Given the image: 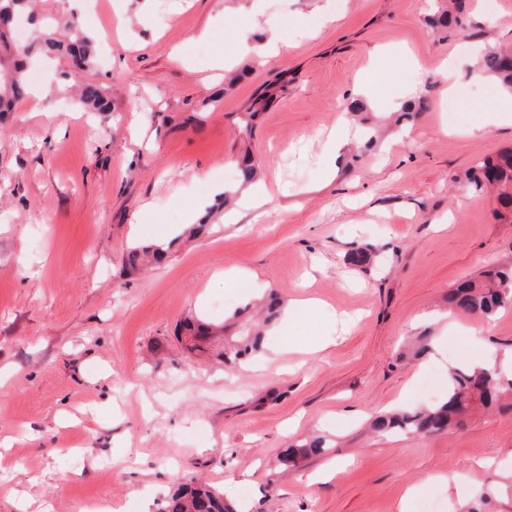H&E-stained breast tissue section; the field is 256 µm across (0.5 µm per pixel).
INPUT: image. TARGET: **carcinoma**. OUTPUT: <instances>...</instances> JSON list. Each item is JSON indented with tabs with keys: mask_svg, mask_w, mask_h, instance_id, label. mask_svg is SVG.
I'll use <instances>...</instances> for the list:
<instances>
[{
	"mask_svg": "<svg viewBox=\"0 0 512 512\" xmlns=\"http://www.w3.org/2000/svg\"><path fill=\"white\" fill-rule=\"evenodd\" d=\"M33 28L37 38L27 46L18 47L12 36L0 31V116L16 109L28 92L27 64L35 56H64L78 60L76 69L87 71L94 67L96 49L94 40L84 31L79 20L71 17H34ZM484 74L512 89V51L492 49L479 63ZM81 104L92 112L112 111V102L93 83L79 87ZM242 182L249 183L256 177V165L244 153L237 160ZM466 180L479 187H498L504 204H512V151L501 152L496 159H489L465 174ZM163 257L159 248L133 247L128 253L132 266L158 262ZM448 307L454 311L474 314L489 321L500 311L512 307V266H493L483 269L468 281L448 291ZM281 303L275 292L264 301V323L274 324L279 316ZM189 331L190 352L206 353L204 344L218 335L224 336V349L220 357L224 365L239 366L262 353L264 332L252 321V306L245 304L232 310L222 324L191 323ZM512 393V383H504L502 371L492 367H453L448 371V391L438 404L423 410H395L376 416L370 423L371 431L378 436L397 432L436 434L445 433L461 425L462 420L477 411L493 408L502 395ZM326 442L321 437L307 439L292 446L281 462L295 466L302 459L320 455ZM158 512H236L234 505L224 500L216 487L202 481L180 483L172 488L160 503Z\"/></svg>",
	"mask_w": 512,
	"mask_h": 512,
	"instance_id": "obj_1",
	"label": "carcinoma"
}]
</instances>
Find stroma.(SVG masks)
<instances>
[{
    "label": "stroma",
    "instance_id": "1",
    "mask_svg": "<svg viewBox=\"0 0 512 512\" xmlns=\"http://www.w3.org/2000/svg\"><path fill=\"white\" fill-rule=\"evenodd\" d=\"M250 3L36 2L76 14L110 49L84 73L53 59L50 96L27 95L0 121V438L13 439L0 452V512H157L195 479L244 512H464L482 494L483 512H512V407L444 434L367 430L379 414L441 401L472 338L512 350V309L487 322L446 303L484 266L512 265V211L464 177L512 148V123L484 112L492 85L464 69L451 96L436 71L445 56L512 48V0H465L467 30L449 38L428 23L446 0ZM245 28L280 54L240 57ZM129 40L138 52L124 51ZM82 83L111 113L71 99ZM407 86L423 107L397 126ZM266 90L244 129L240 112ZM354 102L377 141L353 137L330 158ZM245 148L272 189L267 216L244 210L182 236L216 186L238 187ZM159 238L172 243L161 264L126 270L130 247ZM358 248L369 264L350 262ZM255 279L322 306L267 335L243 369L190 354L180 323L222 322ZM424 332L431 353L403 360ZM322 338L330 346L309 353ZM312 435L326 452L281 465ZM448 475L450 488L438 482Z\"/></svg>",
    "mask_w": 512,
    "mask_h": 512
}]
</instances>
